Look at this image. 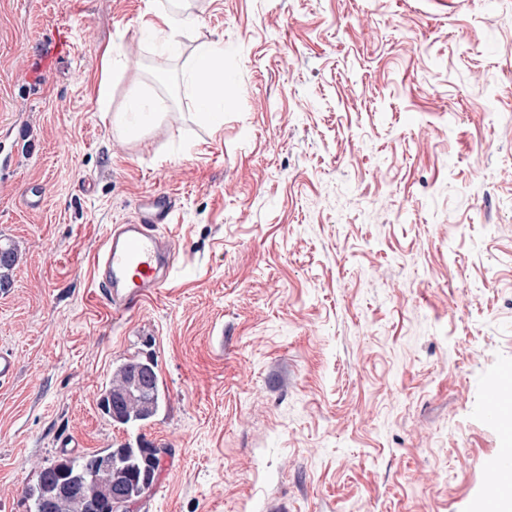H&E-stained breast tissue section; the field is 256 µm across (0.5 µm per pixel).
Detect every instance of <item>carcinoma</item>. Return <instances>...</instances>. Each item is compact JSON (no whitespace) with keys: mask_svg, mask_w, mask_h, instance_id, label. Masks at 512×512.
<instances>
[{"mask_svg":"<svg viewBox=\"0 0 512 512\" xmlns=\"http://www.w3.org/2000/svg\"><path fill=\"white\" fill-rule=\"evenodd\" d=\"M18 245H0V288L10 286V272L18 261ZM149 367L152 375L150 392L132 404L113 422L129 429H140L152 421L164 408L166 394L154 359L134 358L117 364L102 393L106 399L120 390L132 373ZM163 449L145 443L141 437L118 448H105L81 457L62 456L45 466L36 485L27 490L29 512H115V503L105 496L109 477L99 470V457H112L120 461L129 487L121 491L128 503L137 502L154 484L161 465Z\"/></svg>","mask_w":512,"mask_h":512,"instance_id":"carcinoma-1","label":"carcinoma"}]
</instances>
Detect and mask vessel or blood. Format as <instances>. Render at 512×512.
Here are the masks:
<instances>
[{"label":"vessel or blood","instance_id":"b4317fda","mask_svg":"<svg viewBox=\"0 0 512 512\" xmlns=\"http://www.w3.org/2000/svg\"><path fill=\"white\" fill-rule=\"evenodd\" d=\"M172 201L165 194H149L140 201L136 217L107 227L93 263L98 295L121 316L157 296L177 264L175 244L160 227L169 223ZM512 391V372L503 371L492 389L494 406L487 416L503 432L512 431V411L503 408V395Z\"/></svg>","mask_w":512,"mask_h":512}]
</instances>
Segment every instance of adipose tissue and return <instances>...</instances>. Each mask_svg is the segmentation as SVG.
I'll list each match as a JSON object with an SVG mask.
<instances>
[{
	"label": "adipose tissue",
	"mask_w": 512,
	"mask_h": 512,
	"mask_svg": "<svg viewBox=\"0 0 512 512\" xmlns=\"http://www.w3.org/2000/svg\"><path fill=\"white\" fill-rule=\"evenodd\" d=\"M224 46L215 40L198 46L193 66L179 80L170 84L168 93L179 97L182 89L194 92V105L198 115L212 131L224 125Z\"/></svg>",
	"instance_id": "1"
}]
</instances>
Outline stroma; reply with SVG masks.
<instances>
[{
    "instance_id": "obj_1",
    "label": "stroma",
    "mask_w": 512,
    "mask_h": 512,
    "mask_svg": "<svg viewBox=\"0 0 512 512\" xmlns=\"http://www.w3.org/2000/svg\"><path fill=\"white\" fill-rule=\"evenodd\" d=\"M190 4L170 53L144 0H0V512L62 442L131 440L99 400L147 354L164 455L128 512H483L512 445L484 417L512 365V0ZM218 39L214 136L152 65ZM108 43L112 110L159 115L132 140L88 83ZM150 193L187 271L116 318L92 259ZM18 245L14 242L0 245V288H8L11 284L10 272L18 261Z\"/></svg>"
}]
</instances>
